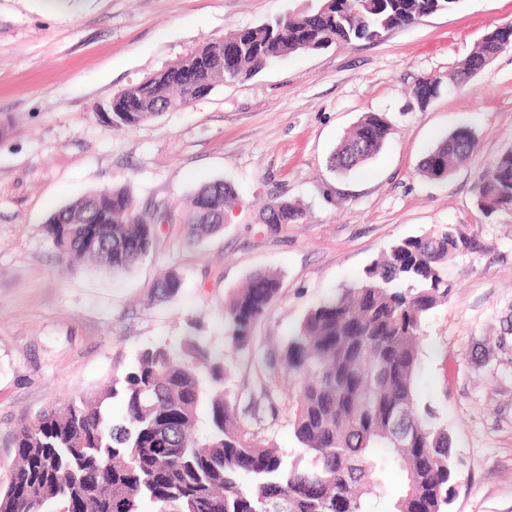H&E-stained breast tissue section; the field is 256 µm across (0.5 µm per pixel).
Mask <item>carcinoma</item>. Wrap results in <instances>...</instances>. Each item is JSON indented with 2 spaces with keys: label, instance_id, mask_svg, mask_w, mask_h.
<instances>
[{
  "label": "carcinoma",
  "instance_id": "1",
  "mask_svg": "<svg viewBox=\"0 0 512 512\" xmlns=\"http://www.w3.org/2000/svg\"><path fill=\"white\" fill-rule=\"evenodd\" d=\"M327 18L310 6L259 26L243 28L123 91L112 128H134L187 101L197 85L250 77L304 46L327 48L374 40L391 27L413 23L461 0H345ZM512 48V26L486 35L461 64L464 74ZM391 135L384 117L368 113L331 155V167L350 173L365 165ZM476 146L459 127L422 160L428 179L442 180ZM478 196L512 197V152L479 180ZM235 200L224 181L208 183L190 201L188 240L224 224ZM304 211L288 201L263 211L266 224H294ZM158 217L134 209L125 187L96 190L53 213L44 230L58 260H74L127 274L153 248ZM471 245L455 227L411 236L375 260L356 283L309 310L298 330L269 353L268 366L298 383L291 426L299 444L291 461L260 432H246L230 395L224 356L193 327L179 346L143 350L120 387L95 401H69L19 421L11 432L15 463L0 482V512H370L369 498L397 467L405 481L390 512H445L455 494L462 460L448 429L420 409L416 395L419 340L427 315L448 298L445 268ZM182 286L175 269L156 282L163 299ZM280 294L279 277L256 272L224 302L226 337L238 352L254 347V328ZM121 396L125 415L114 421L103 403ZM405 402L422 434L397 446L385 413ZM207 432L195 433L200 419ZM247 477L248 487L241 478Z\"/></svg>",
  "mask_w": 512,
  "mask_h": 512
}]
</instances>
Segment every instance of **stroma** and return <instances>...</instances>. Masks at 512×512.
I'll return each instance as SVG.
<instances>
[{"label": "stroma", "instance_id": "35a3bbf8", "mask_svg": "<svg viewBox=\"0 0 512 512\" xmlns=\"http://www.w3.org/2000/svg\"><path fill=\"white\" fill-rule=\"evenodd\" d=\"M310 2L0 0V479L21 418L103 397L144 348L179 345L193 325L224 356L244 429L295 456L294 384L274 378L262 423L245 415L274 376L228 344L225 298L255 272L279 274L280 297L255 328L270 350L396 242L453 225L471 247L449 261L448 300L423 327L417 397L463 460L447 512H512V212L476 205L481 173L512 147V49L466 85L449 78L486 33L512 24V0H461L374 42L288 55L130 130L95 110L226 33ZM428 77L441 87L421 108L412 90ZM370 112L388 119L390 139L353 173L331 171L337 143ZM461 126L475 152L447 179L423 177L422 159ZM215 180L232 185L234 204L219 231L189 242V200ZM112 186L158 211L155 248L128 274L64 272L47 217ZM283 200L304 219L261 223L264 205ZM171 268L183 285L165 300L154 284Z\"/></svg>", "mask_w": 512, "mask_h": 512}]
</instances>
